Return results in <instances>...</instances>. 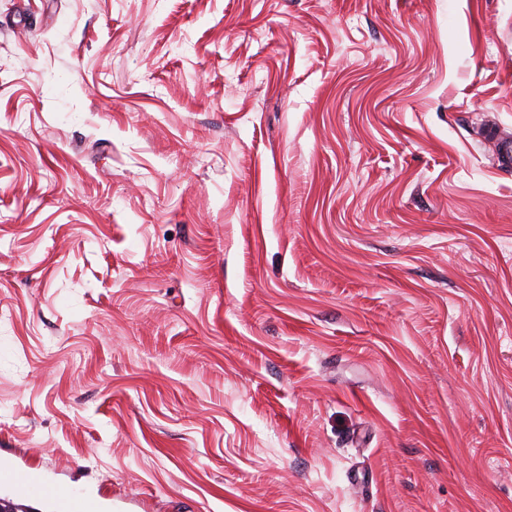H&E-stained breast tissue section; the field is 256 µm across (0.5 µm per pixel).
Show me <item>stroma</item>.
<instances>
[{
  "mask_svg": "<svg viewBox=\"0 0 512 512\" xmlns=\"http://www.w3.org/2000/svg\"><path fill=\"white\" fill-rule=\"evenodd\" d=\"M512 0H0V469L96 512H512Z\"/></svg>",
  "mask_w": 512,
  "mask_h": 512,
  "instance_id": "obj_1",
  "label": "stroma"
}]
</instances>
